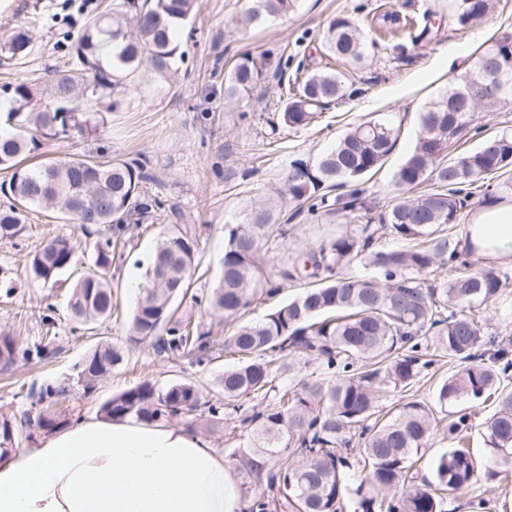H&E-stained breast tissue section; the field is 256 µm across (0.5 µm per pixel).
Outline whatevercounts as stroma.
I'll return each instance as SVG.
<instances>
[{
	"mask_svg": "<svg viewBox=\"0 0 512 512\" xmlns=\"http://www.w3.org/2000/svg\"><path fill=\"white\" fill-rule=\"evenodd\" d=\"M66 0H0V45L13 31L27 27L33 50L23 60L0 56V85L33 81L46 69L60 66L54 44L57 30L53 19L63 13ZM250 7L249 0H200L189 25L194 37L184 44L185 62L175 77L161 81L148 70L128 79L118 94L119 105L107 113L100 133L74 139L41 141L38 154L59 158L72 154L131 159L143 153L150 157L147 194L177 208L199 241L198 268L194 275L197 292L214 288L224 259V228L243 222L253 204L273 196L281 171L297 158L311 159L329 149L352 124L392 118L402 123L399 141L383 168L367 183L363 198L376 211L394 200L392 176L415 144L418 117L428 102L456 81L474 55L504 32H512V0H498L494 11L473 29L449 23L448 0H298L293 12L277 19L238 28L237 16ZM402 16L437 13L442 24L438 36L428 44L412 45L402 31L380 32V10ZM353 17L371 41L369 58L353 78L361 95L332 106L312 125L272 134L271 125L281 110L278 87L279 60L284 56L302 61L311 71L327 64L319 47L324 30L334 16ZM460 50L456 62L448 53ZM264 54L269 66L249 96L224 99L223 71L244 54ZM289 215L288 234L274 245L263 263L266 277L281 279L296 257L323 239L352 230L348 216L301 213L294 202L281 203ZM25 229L16 242L0 241V267L15 278V287L0 288V330L10 332L19 344L43 347L42 358L0 365V416L21 415L29 409L31 386L62 385L67 397L61 406L62 424L77 416L101 414L105 402L143 381L162 386L172 381L195 384L203 397H211L225 366L234 362L224 356L214 362L191 357L171 358L154 341L132 342L131 320L144 265L168 221L155 217L140 230L131 250L115 257L118 268L112 283L118 307L111 318L88 331L73 327L67 311L72 273L57 283H43L26 274L32 252L56 237L70 238L77 247L80 268L91 263L94 235L76 224L64 223L43 208L29 210ZM55 310L53 325H44L38 310ZM102 341L125 352L121 367L90 393L77 383L78 367ZM179 425L208 440L230 467L235 455L247 445V435H226L223 424H210L195 415L179 418ZM485 500V512H512V470L495 481L479 483L446 502L447 512H478L477 500Z\"/></svg>",
	"mask_w": 512,
	"mask_h": 512,
	"instance_id": "stroma-1",
	"label": "stroma"
}]
</instances>
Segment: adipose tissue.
Returning a JSON list of instances; mask_svg holds the SVG:
<instances>
[{
	"mask_svg": "<svg viewBox=\"0 0 512 512\" xmlns=\"http://www.w3.org/2000/svg\"><path fill=\"white\" fill-rule=\"evenodd\" d=\"M476 252L512 250V203L463 227ZM240 477L185 427L86 415L0 455V512H241Z\"/></svg>",
	"mask_w": 512,
	"mask_h": 512,
	"instance_id": "1",
	"label": "adipose tissue"
}]
</instances>
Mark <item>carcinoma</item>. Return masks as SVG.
I'll return each instance as SVG.
<instances>
[{"label": "carcinoma", "instance_id": "carcinoma-1", "mask_svg": "<svg viewBox=\"0 0 512 512\" xmlns=\"http://www.w3.org/2000/svg\"><path fill=\"white\" fill-rule=\"evenodd\" d=\"M252 2L237 25L280 17L294 10L297 0ZM196 6L197 0H112V8L102 10L85 2L81 27L74 31L64 26L56 42L67 56L64 66L53 70L40 88L28 81L0 86V96L8 101L3 113L8 129L0 132V168L10 172L7 186L0 188V240L20 234L22 212L29 207L52 209L85 230L105 229L95 242L92 264L70 294L69 316L79 325L112 316V263L121 235L131 224L140 228L161 209V202L143 189L151 161L145 156L106 161L76 156L27 163L23 156L38 149L37 139L27 133L33 130L44 140H57L99 132L104 113L118 106L114 91L144 63L161 79L172 73L183 56L175 31ZM494 9L495 0H450L448 19L467 29ZM379 20L405 30L413 45L438 35L430 13L419 21L385 12ZM322 47L346 69L367 59L363 30L346 15L329 21ZM31 48L29 31L19 29L3 50L23 58ZM486 57L493 58L505 91L479 108L495 112L512 100V33H503L420 113L415 145L392 177L397 203L376 218L363 216L365 222L353 231L308 251L292 270L282 272L285 280L309 281L303 292L260 321L238 324L224 337L220 351L238 356L239 363L217 378L212 399L202 400L191 383L172 382L159 390L144 381L105 403V416L153 422L201 411L250 426L248 446L239 454L240 469L265 479L266 487L246 489V512H274L279 506L295 512H343L349 499L355 512H446L445 497L511 469L512 388L505 381L512 378V339L483 336L481 307L497 299L512 276L492 265L472 268L463 258L470 247L461 252L444 235L474 195L496 200L512 194L511 178L497 183L489 179L512 171L511 131L486 135L476 149L447 159L448 126L462 134L474 121L471 111H448V94L475 75ZM263 75V61L241 58L224 73V97H243ZM356 94L353 83L332 67L307 74L283 100L280 124L305 128L323 110ZM399 134L400 128L390 122L352 126L318 158L292 161L278 195L308 204L311 214L356 211L361 181L382 168ZM339 188L347 192L333 195ZM280 215L277 200L268 198L253 206L243 223L228 229L218 285L201 297L192 296L196 304L224 316L226 324L240 319L259 284L269 241L283 234L277 226ZM383 230L402 245L375 247V237ZM196 260V237L178 223L168 225L146 267L131 328L139 341L164 332L161 351L173 357L188 351L199 361H213L217 350L209 332L177 316L175 307L190 291ZM356 261L373 267L382 280L340 274ZM74 265V245L56 238L34 252L27 268L33 279L47 283ZM446 268L447 277L426 282L425 274ZM40 355V347H23L15 337L0 333V363ZM444 355L457 365L437 385L435 406L414 400L393 414L379 415L388 393L409 391L423 369ZM292 357L317 362L323 377L293 385L282 382ZM124 360L121 348L99 343L85 358L78 383L91 392ZM65 393L52 384L31 391L40 412L24 414L23 424L56 427L52 408ZM463 398L494 403V411L481 422L484 458L462 445L473 423L471 414L458 412L447 425L456 446L438 459L433 478L411 472L436 430L434 407L443 411ZM259 400L268 402L262 410ZM356 431L363 439L365 474L349 490L344 469L350 467ZM291 449L301 456L296 464L288 461Z\"/></svg>", "mask_w": 512, "mask_h": 512}]
</instances>
